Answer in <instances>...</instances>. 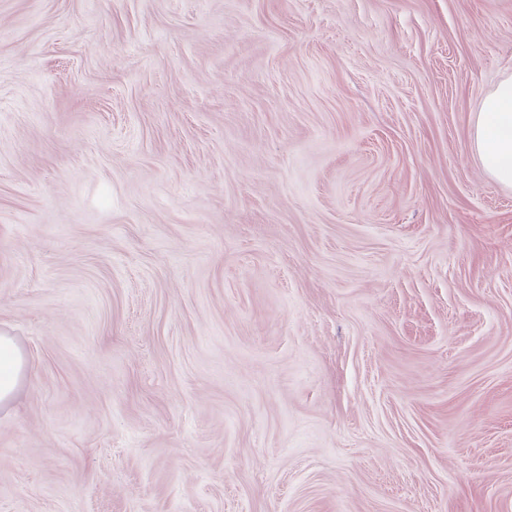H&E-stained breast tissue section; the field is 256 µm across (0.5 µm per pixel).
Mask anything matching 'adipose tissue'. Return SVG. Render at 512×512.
<instances>
[{
    "label": "adipose tissue",
    "mask_w": 512,
    "mask_h": 512,
    "mask_svg": "<svg viewBox=\"0 0 512 512\" xmlns=\"http://www.w3.org/2000/svg\"><path fill=\"white\" fill-rule=\"evenodd\" d=\"M475 153L500 185L512 187V75L504 77L482 100L471 131ZM25 366L7 335L0 336V403L12 399Z\"/></svg>",
    "instance_id": "ef3b65f1"
}]
</instances>
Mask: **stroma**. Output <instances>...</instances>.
<instances>
[{
	"instance_id": "obj_1",
	"label": "stroma",
	"mask_w": 512,
	"mask_h": 512,
	"mask_svg": "<svg viewBox=\"0 0 512 512\" xmlns=\"http://www.w3.org/2000/svg\"><path fill=\"white\" fill-rule=\"evenodd\" d=\"M512 0H0V512H512ZM475 153L500 185L512 187V75L482 100L471 131ZM25 366L23 354L10 336H0V403L12 399Z\"/></svg>"
}]
</instances>
